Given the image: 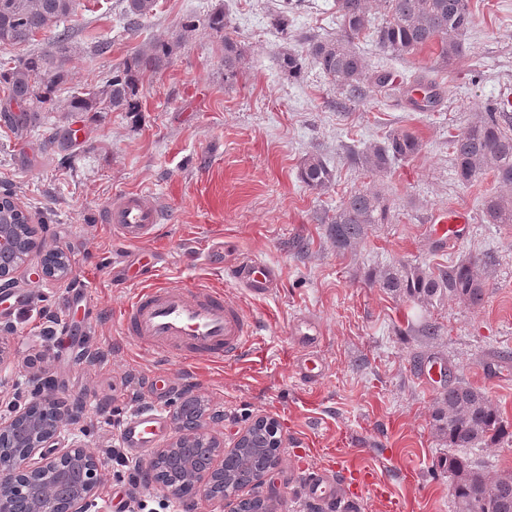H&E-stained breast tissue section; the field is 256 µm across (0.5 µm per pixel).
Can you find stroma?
I'll list each match as a JSON object with an SVG mask.
<instances>
[{
    "label": "stroma",
    "mask_w": 512,
    "mask_h": 512,
    "mask_svg": "<svg viewBox=\"0 0 512 512\" xmlns=\"http://www.w3.org/2000/svg\"><path fill=\"white\" fill-rule=\"evenodd\" d=\"M284 2L158 0L130 32L120 20L123 0H79L65 23L69 79L53 110L31 132L0 124V189H11L48 247L67 249L72 263L61 281L21 268L15 287L22 300L0 303V325L12 327L14 372L0 403L13 401L32 372L50 371L58 400L85 407L81 441L103 455L133 413L169 414L193 396L205 407L204 426L228 445L256 417L277 421L286 446L261 489L274 495L276 512H321L305 499L301 477L340 460L374 468L402 512H452L453 479L440 465L448 445L431 427L448 382L425 385L424 373L445 366L452 378L483 390L512 427V224L484 222L483 200L499 185L489 172L459 183L449 146L499 95H512V0H469L467 51L444 69L429 49L391 57L358 41L369 63L393 78L360 103L346 101L315 67L295 79L280 70L281 46L301 53L310 37L340 32L335 0H301L290 38L281 42L270 15ZM218 6L243 49L229 81L223 36L205 27ZM99 38L112 47L95 56ZM153 39L179 46L166 69L145 78L141 112L65 111L73 92L100 83ZM430 82L441 102L417 111L412 101ZM67 127L77 140L63 141ZM394 129L415 134L421 150L381 174L348 162L349 150ZM313 153L333 171L321 191L298 178ZM357 189L384 192L391 219L341 252L320 218ZM125 192L160 201L167 214L134 243L103 221L112 198ZM448 209L466 210L470 231L442 248L430 220ZM218 242L220 266L207 260ZM488 256L495 264L481 273L485 297L477 307L448 300L424 310L368 278L400 263L433 269ZM245 257L278 268L271 297L251 296L235 278ZM145 271L163 283L190 280L235 298L258 325L262 356L182 365L142 352L124 336L119 316L134 277ZM303 318L317 323L326 363L313 386L292 374L301 353L294 328ZM425 321L437 335H421Z\"/></svg>",
    "instance_id": "35a3bbf8"
}]
</instances>
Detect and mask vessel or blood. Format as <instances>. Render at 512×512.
I'll return each mask as SVG.
<instances>
[{
	"label": "vessel or blood",
	"instance_id": "b4317fda",
	"mask_svg": "<svg viewBox=\"0 0 512 512\" xmlns=\"http://www.w3.org/2000/svg\"><path fill=\"white\" fill-rule=\"evenodd\" d=\"M163 219L160 203L137 192L115 196L104 212L105 223L119 229L129 241L139 240ZM468 221L466 211L449 212L439 217L434 235L444 246L459 241ZM238 273L246 290L259 298L272 294L278 277L273 265L251 260L240 262ZM121 326L123 334L143 351L181 364L200 359L213 363L238 359L251 352L256 334L255 320L235 300L223 292L187 282H142L123 310ZM304 326L298 339L306 352L293 371L300 382L315 384L323 379L325 366L314 350L318 340L315 321L305 320ZM163 424L164 414L159 410L131 415L121 431L129 454L143 456ZM303 487L308 501L335 504L336 512H356L362 492L378 497L386 493L383 482L372 471L355 465L338 475L322 469L312 471L305 475Z\"/></svg>",
	"mask_w": 512,
	"mask_h": 512
}]
</instances>
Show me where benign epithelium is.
<instances>
[{"label": "benign epithelium", "instance_id": "7a95c632", "mask_svg": "<svg viewBox=\"0 0 512 512\" xmlns=\"http://www.w3.org/2000/svg\"><path fill=\"white\" fill-rule=\"evenodd\" d=\"M24 249L12 265L0 269V288L14 287L16 272L39 257L57 255L58 263H40L37 277L41 280L65 278L62 267L70 264L63 248L54 250L35 235L23 239ZM29 384L35 398L24 404L12 402L8 412L0 414V512H90L102 482V461L78 439L76 426L81 415L65 409L49 397L51 379L33 375ZM173 436L156 450L159 461L181 448L187 429L180 410L171 414ZM251 426L236 433L233 447L224 448V440L206 432L202 425L195 431L210 450L211 465L194 471L188 484L159 483L163 495L179 501L187 512L205 504L210 512H245L254 501L239 493L224 494V459L245 446ZM22 445V452L11 449Z\"/></svg>", "mask_w": 512, "mask_h": 512}]
</instances>
